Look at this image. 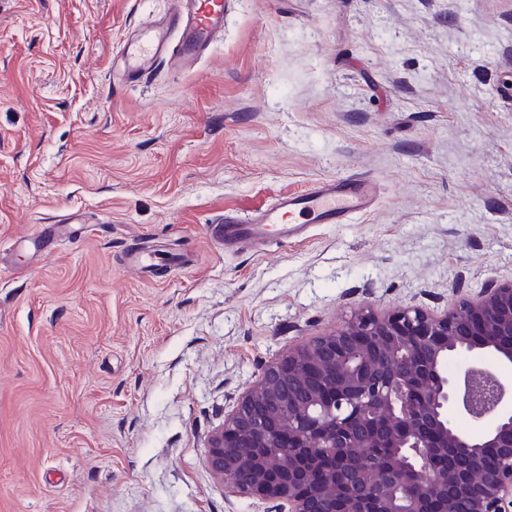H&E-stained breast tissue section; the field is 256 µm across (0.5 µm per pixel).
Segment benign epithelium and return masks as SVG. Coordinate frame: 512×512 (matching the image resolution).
Returning a JSON list of instances; mask_svg holds the SVG:
<instances>
[{
    "instance_id": "7a95c632",
    "label": "benign epithelium",
    "mask_w": 512,
    "mask_h": 512,
    "mask_svg": "<svg viewBox=\"0 0 512 512\" xmlns=\"http://www.w3.org/2000/svg\"><path fill=\"white\" fill-rule=\"evenodd\" d=\"M485 351L495 367L448 376L450 358ZM511 368L512 282L440 314L361 308L266 366L206 464L228 493L288 512H512Z\"/></svg>"
}]
</instances>
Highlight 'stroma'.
I'll list each match as a JSON object with an SVG mask.
<instances>
[{
	"label": "stroma",
	"mask_w": 512,
	"mask_h": 512,
	"mask_svg": "<svg viewBox=\"0 0 512 512\" xmlns=\"http://www.w3.org/2000/svg\"><path fill=\"white\" fill-rule=\"evenodd\" d=\"M172 7L0 0V512H279L205 463L266 365L512 282V0H226L196 72L129 82ZM354 176L372 211L302 242L208 232Z\"/></svg>",
	"instance_id": "35a3bbf8"
}]
</instances>
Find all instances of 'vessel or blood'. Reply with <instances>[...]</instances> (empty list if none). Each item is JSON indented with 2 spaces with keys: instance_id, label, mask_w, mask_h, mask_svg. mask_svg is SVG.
<instances>
[{
  "instance_id": "vessel-or-blood-1",
  "label": "vessel or blood",
  "mask_w": 512,
  "mask_h": 512,
  "mask_svg": "<svg viewBox=\"0 0 512 512\" xmlns=\"http://www.w3.org/2000/svg\"><path fill=\"white\" fill-rule=\"evenodd\" d=\"M223 26L224 0H176L165 24L151 26L140 38L124 43L128 78L139 79L159 58L173 60L183 71L195 70L201 52ZM174 29L180 30L182 37L177 45L170 42ZM375 198L376 186L368 179L322 181L304 191L280 196L253 215L225 216L210 230L228 245L272 237L285 245L304 235L298 216L308 215L316 224H344L354 216L369 213Z\"/></svg>"
}]
</instances>
